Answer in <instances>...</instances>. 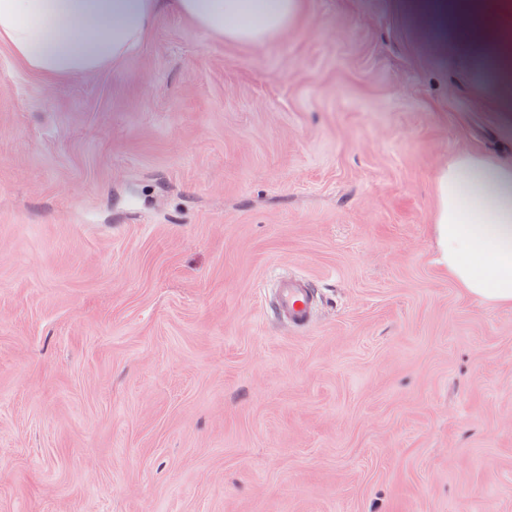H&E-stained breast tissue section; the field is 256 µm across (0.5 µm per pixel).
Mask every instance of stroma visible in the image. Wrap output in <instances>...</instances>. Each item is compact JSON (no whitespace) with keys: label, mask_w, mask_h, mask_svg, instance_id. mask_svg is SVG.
<instances>
[{"label":"stroma","mask_w":512,"mask_h":512,"mask_svg":"<svg viewBox=\"0 0 512 512\" xmlns=\"http://www.w3.org/2000/svg\"><path fill=\"white\" fill-rule=\"evenodd\" d=\"M485 72L412 0L166 9L76 77L1 43L0 512H512V308L430 222L444 160L512 161ZM317 293L307 279L299 276L279 279L273 292V311L297 328H308L312 323Z\"/></svg>","instance_id":"stroma-1"}]
</instances>
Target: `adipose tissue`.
<instances>
[{
    "mask_svg": "<svg viewBox=\"0 0 512 512\" xmlns=\"http://www.w3.org/2000/svg\"><path fill=\"white\" fill-rule=\"evenodd\" d=\"M419 14L451 29L461 54L488 61L512 84V0H415ZM170 7L224 39L257 45L286 31L302 0H0V42L28 69L77 76L136 48ZM437 261L459 288L512 307V162L461 154L435 174Z\"/></svg>",
    "mask_w": 512,
    "mask_h": 512,
    "instance_id": "ef3b65f1",
    "label": "adipose tissue"
}]
</instances>
